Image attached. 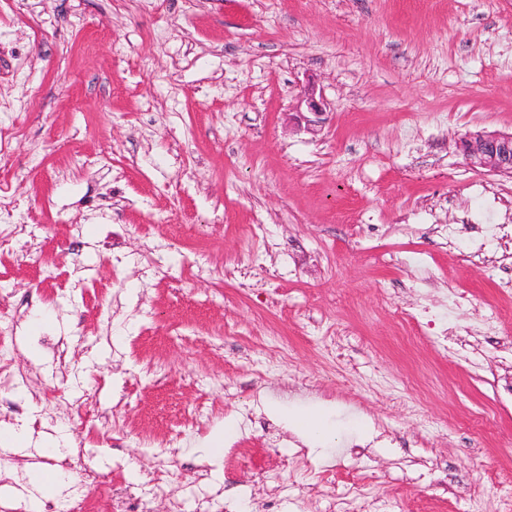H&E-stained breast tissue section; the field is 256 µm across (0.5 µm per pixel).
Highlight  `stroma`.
Listing matches in <instances>:
<instances>
[{
  "label": "stroma",
  "mask_w": 512,
  "mask_h": 512,
  "mask_svg": "<svg viewBox=\"0 0 512 512\" xmlns=\"http://www.w3.org/2000/svg\"><path fill=\"white\" fill-rule=\"evenodd\" d=\"M0 124L23 224L0 424L34 440L0 452V503L28 512L61 467L55 512H119L124 488L150 512H322L347 488L512 512V246L480 233L512 225V176L458 148L512 131V0H0ZM200 256L224 279L190 278ZM302 412L324 441L286 426ZM219 425L245 459L201 460ZM66 474L63 471H56L50 474L43 473L39 479L36 475L32 478L35 481V485L40 494L39 498H34V503L29 511H38V507L43 504V500H48L57 497L59 491L64 485V478Z\"/></svg>",
  "instance_id": "obj_1"
}]
</instances>
